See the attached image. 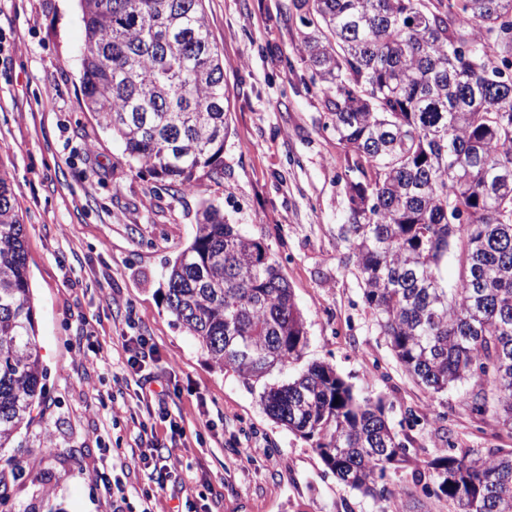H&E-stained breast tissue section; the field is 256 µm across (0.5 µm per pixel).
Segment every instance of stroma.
Instances as JSON below:
<instances>
[{"mask_svg":"<svg viewBox=\"0 0 512 512\" xmlns=\"http://www.w3.org/2000/svg\"><path fill=\"white\" fill-rule=\"evenodd\" d=\"M205 9L224 60V178L181 193L130 167L121 142L85 109L79 0H0L10 55L0 70V168L24 224L47 370L36 419L15 439L24 473L8 480L9 503L14 512H113L96 479L106 468L127 490L123 512H141L147 478L123 453L142 442L122 343L143 335L172 371L169 410L186 430L179 479L158 492V512H456L425 492L432 479L420 460L450 447L494 454L512 448V434L470 414L468 384L434 397L416 385L375 326L345 264V157L296 51L293 0H205ZM206 199L279 264L305 322L301 364L328 363L356 393L383 400L411 456L390 474L391 497L340 482L169 311L166 263L192 240ZM81 336L89 344L80 355ZM107 393L115 400L104 407L97 397Z\"/></svg>","mask_w":512,"mask_h":512,"instance_id":"35a3bbf8","label":"stroma"}]
</instances>
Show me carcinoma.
Segmentation results:
<instances>
[{
	"instance_id": "1",
	"label": "carcinoma",
	"mask_w": 512,
	"mask_h": 512,
	"mask_svg": "<svg viewBox=\"0 0 512 512\" xmlns=\"http://www.w3.org/2000/svg\"><path fill=\"white\" fill-rule=\"evenodd\" d=\"M87 111L127 162L193 191L224 177V65L204 0H79ZM297 52L345 156L347 259L375 325L430 395L458 383L512 434V0H296ZM455 251L453 284L440 264ZM165 299L219 369L248 386L307 344L288 281L211 202L166 262ZM23 224L0 168V449L44 397ZM264 413L312 442L342 483L389 492L408 461L381 401L325 362L266 383ZM457 512H512V451L423 461Z\"/></svg>"
}]
</instances>
